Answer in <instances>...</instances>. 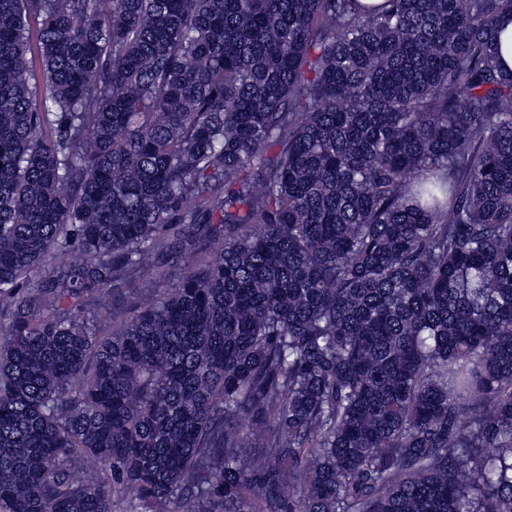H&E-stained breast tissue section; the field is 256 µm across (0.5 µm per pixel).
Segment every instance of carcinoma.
<instances>
[{"label": "carcinoma", "instance_id": "cac0c4a2", "mask_svg": "<svg viewBox=\"0 0 512 512\" xmlns=\"http://www.w3.org/2000/svg\"><path fill=\"white\" fill-rule=\"evenodd\" d=\"M102 4L0 0V512H512V0Z\"/></svg>", "mask_w": 512, "mask_h": 512}]
</instances>
